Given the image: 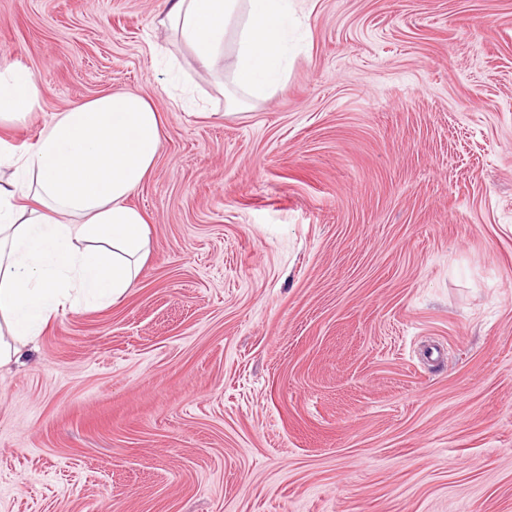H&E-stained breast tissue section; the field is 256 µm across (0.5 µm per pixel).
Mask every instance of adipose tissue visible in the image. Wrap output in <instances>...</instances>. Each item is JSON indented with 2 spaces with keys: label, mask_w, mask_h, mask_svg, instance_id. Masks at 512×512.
<instances>
[{
  "label": "adipose tissue",
  "mask_w": 512,
  "mask_h": 512,
  "mask_svg": "<svg viewBox=\"0 0 512 512\" xmlns=\"http://www.w3.org/2000/svg\"><path fill=\"white\" fill-rule=\"evenodd\" d=\"M289 0H165L157 26L210 73L230 60L250 102L288 77ZM45 91L19 63L0 67V124L41 111ZM159 112L122 90L56 114L23 153L0 146V365L60 310L116 302L149 254L145 216L128 199L158 157Z\"/></svg>",
  "instance_id": "ef3b65f1"
}]
</instances>
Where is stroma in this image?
<instances>
[{"label": "stroma", "instance_id": "1", "mask_svg": "<svg viewBox=\"0 0 512 512\" xmlns=\"http://www.w3.org/2000/svg\"><path fill=\"white\" fill-rule=\"evenodd\" d=\"M162 0H0L42 111L161 115L150 256L0 365V512H512V0H292L287 81L177 109Z\"/></svg>", "mask_w": 512, "mask_h": 512}]
</instances>
